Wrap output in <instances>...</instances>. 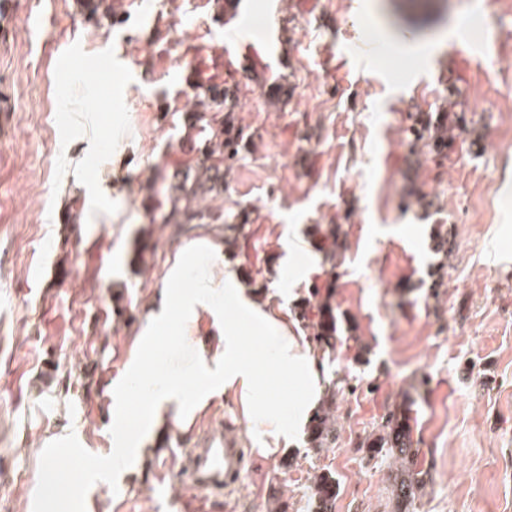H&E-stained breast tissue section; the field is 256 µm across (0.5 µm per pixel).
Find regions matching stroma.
Here are the masks:
<instances>
[{
    "instance_id": "35a3bbf8",
    "label": "stroma",
    "mask_w": 512,
    "mask_h": 512,
    "mask_svg": "<svg viewBox=\"0 0 512 512\" xmlns=\"http://www.w3.org/2000/svg\"><path fill=\"white\" fill-rule=\"evenodd\" d=\"M121 2L98 24L80 0H0L12 104L0 116V483L28 476L11 512H24L47 436L107 447L125 344L199 228L254 289L276 279L287 236L320 240L333 224L337 267L314 253L294 299L336 283L340 341L319 396L336 403V443L312 448L304 428L274 457L249 452L236 493L194 490L183 454L220 423L243 434L220 400L157 440L126 482L99 487L92 512H239L242 496L249 512H309L322 468L339 484L335 512H512V0H450L447 17L403 9L388 23L375 0ZM271 12L284 19L273 53ZM187 66L234 87L214 119L249 140L224 165L223 194L193 203L223 220L165 224L167 188L207 136L188 126ZM452 103L464 133L444 157L414 158L417 113ZM400 403L428 473L408 504L386 458L362 446Z\"/></svg>"
}]
</instances>
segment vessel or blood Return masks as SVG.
<instances>
[{
    "mask_svg": "<svg viewBox=\"0 0 512 512\" xmlns=\"http://www.w3.org/2000/svg\"><path fill=\"white\" fill-rule=\"evenodd\" d=\"M246 453L226 430L212 431L201 452L190 456L185 476L192 486L211 491L238 486L245 472Z\"/></svg>",
    "mask_w": 512,
    "mask_h": 512,
    "instance_id": "b4317fda",
    "label": "vessel or blood"
}]
</instances>
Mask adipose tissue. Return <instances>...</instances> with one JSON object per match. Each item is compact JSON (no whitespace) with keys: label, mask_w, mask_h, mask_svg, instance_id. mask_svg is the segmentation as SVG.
Wrapping results in <instances>:
<instances>
[{"label":"adipose tissue","mask_w":512,"mask_h":512,"mask_svg":"<svg viewBox=\"0 0 512 512\" xmlns=\"http://www.w3.org/2000/svg\"><path fill=\"white\" fill-rule=\"evenodd\" d=\"M146 324L133 335L112 381V439L107 453L68 436L44 447V463L26 512H87L91 495L120 478L146 452L158 428H187L213 401L233 397L254 449L264 456L293 445L314 414L324 362L288 312L293 295L281 275L274 300L246 288L207 232L179 248ZM208 320L218 345L198 344ZM71 457L76 476H57Z\"/></svg>","instance_id":"ef3b65f1"}]
</instances>
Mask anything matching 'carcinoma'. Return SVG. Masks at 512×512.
Segmentation results:
<instances>
[{
	"instance_id": "obj_1",
	"label": "carcinoma",
	"mask_w": 512,
	"mask_h": 512,
	"mask_svg": "<svg viewBox=\"0 0 512 512\" xmlns=\"http://www.w3.org/2000/svg\"><path fill=\"white\" fill-rule=\"evenodd\" d=\"M83 11L91 16H101L107 20L115 14L113 0H83ZM194 100L205 112L224 111L225 93L216 89L191 85ZM416 141L423 144L431 153L451 148L462 135L465 117L458 112H425L417 120ZM242 145L240 137L226 133L220 126L212 130L211 137L203 149L201 167L193 174H186L178 184L179 197L171 203V211L163 217V223L171 224L179 212L178 203H187L198 197L222 190L224 184V157H233ZM338 332V317L330 305L323 306L317 338L330 342ZM411 417L408 410L399 406L390 409L383 416L381 433L373 440H365L367 447L376 448L391 459L397 471V482L393 485L396 497L410 501L416 491L424 486L422 472L415 470L418 449L413 447ZM309 442L314 448H323L336 443V419L332 406H327L315 418L310 430ZM336 478L327 470L316 473L311 478V508L314 512H334L336 501Z\"/></svg>"
}]
</instances>
